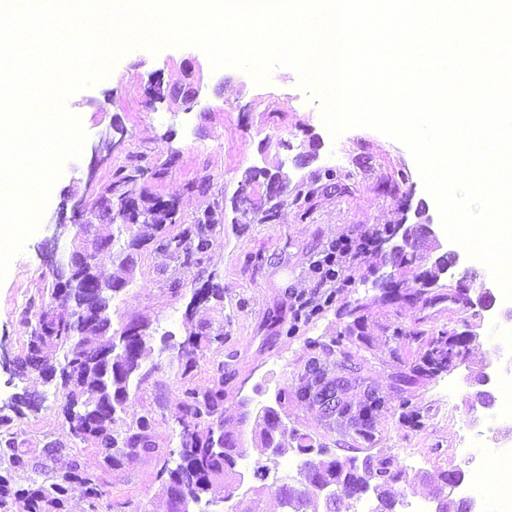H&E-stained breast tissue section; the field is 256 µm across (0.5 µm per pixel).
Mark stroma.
I'll list each match as a JSON object with an SVG mask.
<instances>
[{"instance_id": "35a3bbf8", "label": "stroma", "mask_w": 512, "mask_h": 512, "mask_svg": "<svg viewBox=\"0 0 512 512\" xmlns=\"http://www.w3.org/2000/svg\"><path fill=\"white\" fill-rule=\"evenodd\" d=\"M174 86L191 88L194 102L158 99V91ZM67 108L77 113L87 139L79 158L68 161L53 184L40 228L0 278V350L13 358L26 351L41 290L52 282L51 237L56 225L69 221L60 210L63 198L94 201L118 167L138 160L163 170L161 176H147L143 187L148 198L174 203L177 209L179 221L168 226L167 237L210 210L224 211L203 267L185 266L176 252L147 244L134 278L113 303L118 319L144 321L153 336L150 359L160 369L142 385L127 414L153 415L159 447L178 451L182 431L177 410L181 383L163 346L186 338L194 290L210 280L221 285L224 300L201 304L197 315L223 320L224 340L200 358L196 382L205 384L211 362L223 361L226 418L236 419L246 400L258 407L274 405L278 391L297 385L314 359L329 375H344L343 397L351 404H358L369 388L384 397L386 406L367 441L343 436L319 406L301 401L280 410L289 428L308 434L339 458L427 454V464L405 469L401 481L419 499L433 498L440 472L464 469L456 443L474 401L470 380L489 355L483 336L494 324L490 313L445 299V277L431 287L437 301L428 308L383 299L372 285L381 262L377 253L354 266L349 285L319 314L296 323L288 311L289 291L312 286L316 261L336 239L357 237L374 225L415 223L422 200L433 222H440L438 205L403 143L362 127L332 137L321 119V98L301 87L294 69L274 67L267 83L258 85L239 69H212L195 46L165 47L155 54L133 49L105 79L70 96ZM114 125L124 135L113 148L100 135ZM328 168L336 174V187L327 185ZM401 170L407 181L389 187L388 178ZM254 171L286 174L288 190L269 197L265 181L259 180L249 184L251 203H241L238 190ZM202 182L207 192L197 191ZM302 185L316 191L307 215L295 200ZM271 207L276 218L264 220ZM358 307L364 314L361 327L340 339V332L353 327L351 312ZM467 326L477 337L462 364L400 382L401 373L418 363L425 343L395 339V331L415 329L426 336ZM24 394L35 396L38 404L21 420L26 438L39 447L71 445L63 398L54 386L0 369V407ZM409 410L421 416V426L408 423ZM161 467L158 459L124 461L107 477L101 512H168Z\"/></svg>"}]
</instances>
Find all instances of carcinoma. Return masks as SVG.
<instances>
[{"label": "carcinoma", "mask_w": 512, "mask_h": 512, "mask_svg": "<svg viewBox=\"0 0 512 512\" xmlns=\"http://www.w3.org/2000/svg\"><path fill=\"white\" fill-rule=\"evenodd\" d=\"M145 172L141 166L118 169L117 180L104 185L89 208V216L98 223L82 226L72 235L73 245L83 257L77 275L96 282L97 298L86 300L74 280L63 283L53 275L50 287L44 289L47 300L41 302L38 319L29 332L26 355L18 358L15 365L19 374L34 373L43 379L55 371V364L42 356L43 350L51 347L62 353L66 370L60 373L57 386L64 396L63 414L73 439L92 445L105 472L119 467L128 457L165 456L155 441L149 416L131 421L124 418L137 400L140 387L158 368L154 363L146 365L152 351L149 325L131 320L116 329L112 319L116 293L133 279L136 256L146 246L144 235L133 231V225L117 223L119 203L137 192ZM145 213L148 224L160 233L167 225L177 223V212L171 203L162 206L156 200L145 207ZM220 222L219 214L206 213L187 225L179 239L159 237L157 248H172L183 255L184 264L200 266L205 262L211 234ZM105 242L120 270L118 275L98 261ZM216 342H224V327H213L211 320L200 322L179 343L176 355L183 385L179 412L181 419L194 420V428L180 433L182 463L170 470L164 465L160 473H168L170 483L183 484L194 495L208 493L219 482L231 487L238 457L246 450L240 434L224 430V362L212 363L207 384L194 381L200 353ZM466 346L456 332L430 338L421 357L423 365L411 368L402 380L447 369L465 356ZM341 391L340 381L328 378L326 370L313 360L299 385L291 391L281 389L276 402L282 406L291 398L316 404L345 432L370 439L384 399L368 390L354 408L341 397ZM264 411L265 415L255 419L249 429L251 441L264 449L273 446L281 455L289 449L299 455L315 450L311 438L288 430L278 410L268 406ZM22 416L19 409L12 416L0 415V512H66L68 500L75 494L88 503L89 512H100L102 475L86 468L78 448L70 449L65 469H55L57 455L48 451L50 444L36 448L22 437V432L13 430L14 418ZM301 471L306 473L308 485L300 487L283 481L255 488L248 512H261L262 499L268 491L274 493L282 512H316L320 488L326 482L335 486L328 512H350L352 501L370 490L379 501L376 512H396V504L402 498L390 489L401 479V471L387 457H369L360 468L353 459L331 456L317 466L305 461ZM20 478L24 483L18 482ZM464 478L460 470L440 474L436 496L445 497V512H464L466 501L448 497V490Z\"/></svg>", "instance_id": "1"}]
</instances>
